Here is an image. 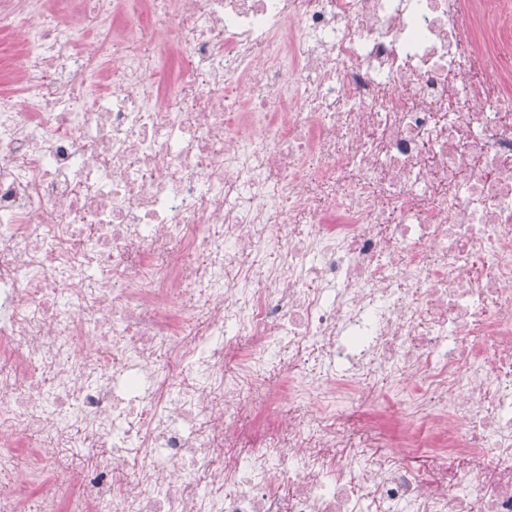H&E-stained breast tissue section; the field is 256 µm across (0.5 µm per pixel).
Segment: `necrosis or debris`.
Instances as JSON below:
<instances>
[{"label": "necrosis or debris", "mask_w": 512, "mask_h": 512, "mask_svg": "<svg viewBox=\"0 0 512 512\" xmlns=\"http://www.w3.org/2000/svg\"><path fill=\"white\" fill-rule=\"evenodd\" d=\"M0 51V512H512V0H0Z\"/></svg>", "instance_id": "4bbe7bcc"}]
</instances>
